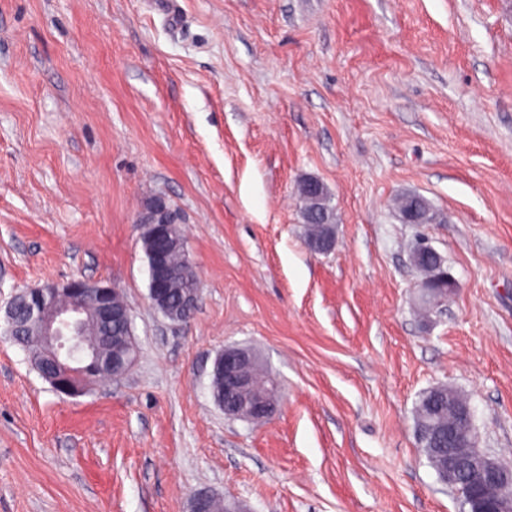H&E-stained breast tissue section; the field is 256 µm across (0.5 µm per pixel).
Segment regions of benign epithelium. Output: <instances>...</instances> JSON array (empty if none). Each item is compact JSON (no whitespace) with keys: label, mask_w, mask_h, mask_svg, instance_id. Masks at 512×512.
I'll return each instance as SVG.
<instances>
[{"label":"benign epithelium","mask_w":512,"mask_h":512,"mask_svg":"<svg viewBox=\"0 0 512 512\" xmlns=\"http://www.w3.org/2000/svg\"><path fill=\"white\" fill-rule=\"evenodd\" d=\"M177 218L158 198L143 209L137 221L139 234L149 236L158 244L168 242L171 225ZM95 293L99 300V313L102 317L120 318L131 327V308L122 310L112 305V296L119 289L100 283H90L78 279L67 281H47L41 285L24 289L15 294L6 306L3 319L4 335L17 336L19 325L15 320V308L22 296L31 295L36 299L64 295L68 302L57 307H34L28 314L29 322L41 336L44 353L54 364L56 381L59 375L84 376L98 380L99 367L93 347L87 343L82 328L84 299ZM137 347L126 344L120 353L112 357V369L125 376L135 365ZM259 360L246 348L226 347L215 358V369L224 371V387L230 391L245 390L244 372L258 369ZM448 391V438L454 440L451 448H436L432 457L438 480L463 497L467 504L465 512H512V466L481 451L478 435L472 428V412L467 401L453 388H439ZM279 386L255 397L253 404L221 406L224 414L233 418L260 423L268 419L277 407Z\"/></svg>","instance_id":"obj_1"}]
</instances>
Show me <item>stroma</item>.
I'll list each match as a JSON object with an SVG mask.
<instances>
[{"mask_svg":"<svg viewBox=\"0 0 512 512\" xmlns=\"http://www.w3.org/2000/svg\"><path fill=\"white\" fill-rule=\"evenodd\" d=\"M158 195L201 282L178 324L138 241ZM422 240L456 283L426 316ZM72 278L122 291L137 362L71 398L0 335V512H461L415 406L454 388L512 463V0H0V309ZM227 346L279 383L262 423L213 400ZM311 180H305L300 186V199L302 203V219L308 226L309 246L314 249V245L323 241L329 232L335 235V209L331 204V198L322 185L313 186ZM316 212L319 215V221L309 222L307 214ZM323 224H330L328 227Z\"/></svg>","mask_w":512,"mask_h":512,"instance_id":"obj_1","label":"stroma"}]
</instances>
